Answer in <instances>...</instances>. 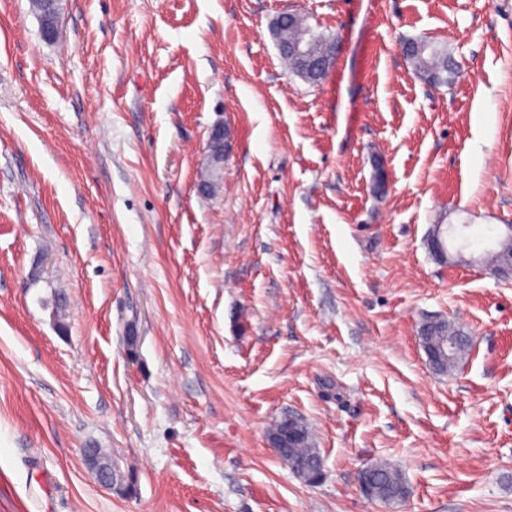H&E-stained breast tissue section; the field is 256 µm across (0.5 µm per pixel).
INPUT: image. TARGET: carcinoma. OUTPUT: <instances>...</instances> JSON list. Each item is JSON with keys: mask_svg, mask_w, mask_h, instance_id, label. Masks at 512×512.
<instances>
[{"mask_svg": "<svg viewBox=\"0 0 512 512\" xmlns=\"http://www.w3.org/2000/svg\"><path fill=\"white\" fill-rule=\"evenodd\" d=\"M272 38L279 54L288 68L309 83L321 79V73L316 71V63L328 55L332 38L314 31V29L299 16L296 23L288 27L277 19L271 27ZM300 44L304 47L305 56L299 57L288 52V46ZM406 56L414 68L428 81L434 84H446L455 73V61L448 54V49L441 45L412 41ZM428 331L420 335L421 344L434 347L448 345V337H456L452 356L439 354L433 358V368L442 373L452 371L468 348V339L461 329L445 320L427 322ZM269 437L280 441L284 447L278 449L279 459L286 465L298 471L312 472L317 469L322 460L320 450L315 448L311 432L306 425L290 426L288 419L276 422L269 430ZM367 480L372 487L371 499L384 505L392 506L406 497L405 479L399 469L385 461H377L367 466Z\"/></svg>", "mask_w": 512, "mask_h": 512, "instance_id": "cac0c4a2", "label": "carcinoma"}]
</instances>
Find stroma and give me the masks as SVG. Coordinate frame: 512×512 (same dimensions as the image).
I'll use <instances>...</instances> for the list:
<instances>
[{"label":"stroma","mask_w":512,"mask_h":512,"mask_svg":"<svg viewBox=\"0 0 512 512\" xmlns=\"http://www.w3.org/2000/svg\"><path fill=\"white\" fill-rule=\"evenodd\" d=\"M284 12L326 80L284 68ZM510 224L512 0H61L52 43L0 0V512H512V283L478 259ZM428 317L471 341L450 373ZM288 415L318 484L269 446ZM377 461L401 505L360 491ZM271 35L281 58L291 72L307 82H318L327 75L329 69L333 66L336 55L335 42L332 38L314 31L303 17L298 16L296 23L288 27L278 16L271 27ZM332 41L333 49L328 60L322 66L323 75L321 77V72H316V63L322 57L328 55ZM292 44L302 45L305 50V56L299 57L288 52V46ZM406 56L429 82L448 84L455 73V61L445 46L411 41ZM365 468L367 480L373 490L369 498L392 506L406 497L405 479L395 466L385 461H377Z\"/></svg>","instance_id":"stroma-1"}]
</instances>
